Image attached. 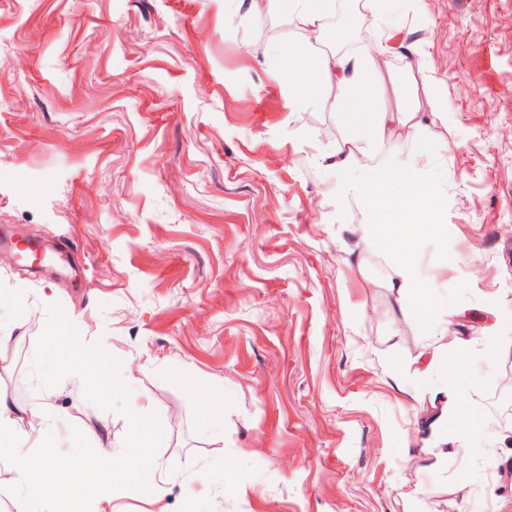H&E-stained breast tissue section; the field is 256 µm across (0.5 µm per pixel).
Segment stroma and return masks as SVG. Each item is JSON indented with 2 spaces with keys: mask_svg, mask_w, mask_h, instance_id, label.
<instances>
[{
  "mask_svg": "<svg viewBox=\"0 0 512 512\" xmlns=\"http://www.w3.org/2000/svg\"><path fill=\"white\" fill-rule=\"evenodd\" d=\"M382 3L333 0L348 35L332 49L386 35L372 106L422 82L442 102L422 138L376 152L445 190L419 268L470 343L462 396L418 377L455 351L405 311L390 260L346 250L360 207L315 157L350 124L291 98L272 52L306 37L287 0H0V226L77 270L33 273L0 247V294L29 314L0 342V389L40 408L25 453L63 465L119 450L132 415L164 430L145 451L156 495L117 483L112 512H512V352L484 351L512 340V0ZM61 318L112 382L58 371L45 329ZM464 397L481 434L444 421Z\"/></svg>",
  "mask_w": 512,
  "mask_h": 512,
  "instance_id": "stroma-1",
  "label": "stroma"
}]
</instances>
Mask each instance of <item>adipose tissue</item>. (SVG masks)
Here are the masks:
<instances>
[{
	"label": "adipose tissue",
	"instance_id": "ef3b65f1",
	"mask_svg": "<svg viewBox=\"0 0 512 512\" xmlns=\"http://www.w3.org/2000/svg\"><path fill=\"white\" fill-rule=\"evenodd\" d=\"M387 54L388 47L381 41L373 52L348 55L317 53L301 46L287 53L285 67L298 104L310 100L312 87L334 86V94L323 98L321 104L331 111L346 113L354 135L335 153L319 155L316 161L341 172L344 199L359 204L366 214L362 223L352 226V233L363 245L389 258L394 266L390 288L409 305L418 322L429 328L437 322L438 307L429 289L422 286L417 252L428 237L442 229L439 216L445 202L443 189L414 165L375 164L371 158L379 142L401 134L419 135L423 130L421 107L434 105L435 99L432 88L426 87L421 93L410 94L397 113L380 112L369 117L365 91L383 82L385 72L378 60ZM47 335L66 355L61 365L63 372L79 379L84 387L99 385L110 362L104 355L85 352L69 321L63 319L50 326ZM38 415V407L18 409L0 392V460L12 464L28 492L20 500L18 512H34V503L48 500L58 505L93 495L104 502L110 486L118 479L155 489V469L143 451L161 439L160 428L132 417L121 450L105 448L90 463L64 466L48 451L36 459L23 453V441L15 432V424L21 417L33 421Z\"/></svg>",
	"mask_w": 512,
	"mask_h": 512
}]
</instances>
